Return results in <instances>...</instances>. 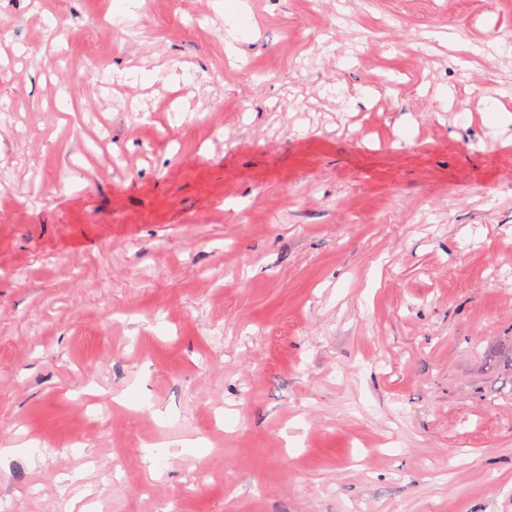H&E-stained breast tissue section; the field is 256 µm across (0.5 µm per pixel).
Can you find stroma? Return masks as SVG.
Segmentation results:
<instances>
[{"mask_svg": "<svg viewBox=\"0 0 512 512\" xmlns=\"http://www.w3.org/2000/svg\"><path fill=\"white\" fill-rule=\"evenodd\" d=\"M492 100L512 0H0V512H512Z\"/></svg>", "mask_w": 512, "mask_h": 512, "instance_id": "stroma-1", "label": "stroma"}]
</instances>
